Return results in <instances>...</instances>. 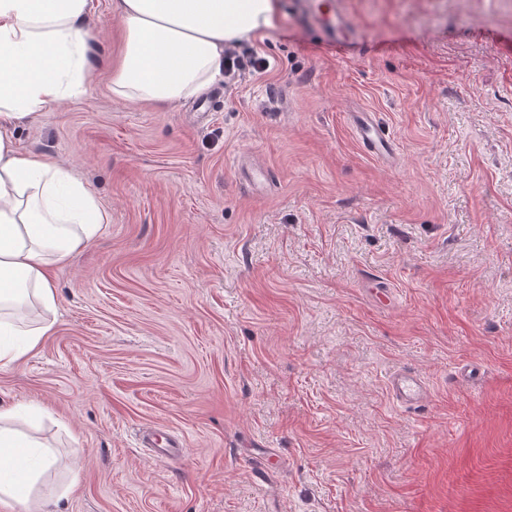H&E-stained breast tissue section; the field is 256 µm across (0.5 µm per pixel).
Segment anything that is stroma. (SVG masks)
Masks as SVG:
<instances>
[{
	"mask_svg": "<svg viewBox=\"0 0 512 512\" xmlns=\"http://www.w3.org/2000/svg\"><path fill=\"white\" fill-rule=\"evenodd\" d=\"M345 2L358 54L278 0L233 46L266 72L200 116L113 98L121 21L91 0V84L18 127L107 215L0 369L57 512H512V0ZM355 131L363 147L375 154H390L392 144L380 125L367 112H361ZM388 387L402 405H416L425 397L424 382L414 372L399 370L392 373L388 378Z\"/></svg>",
	"mask_w": 512,
	"mask_h": 512,
	"instance_id": "35a3bbf8",
	"label": "stroma"
}]
</instances>
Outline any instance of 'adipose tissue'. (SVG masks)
<instances>
[{
    "label": "adipose tissue",
    "mask_w": 512,
    "mask_h": 512,
    "mask_svg": "<svg viewBox=\"0 0 512 512\" xmlns=\"http://www.w3.org/2000/svg\"><path fill=\"white\" fill-rule=\"evenodd\" d=\"M122 51L112 94L168 107L205 92L224 50L271 27L276 0H115ZM89 0H0V367L24 358L55 320L52 267L99 234L106 215L69 170L19 152L34 113L91 82ZM37 406L0 407V502L26 503L37 480L19 427Z\"/></svg>",
    "instance_id": "adipose-tissue-1"
}]
</instances>
